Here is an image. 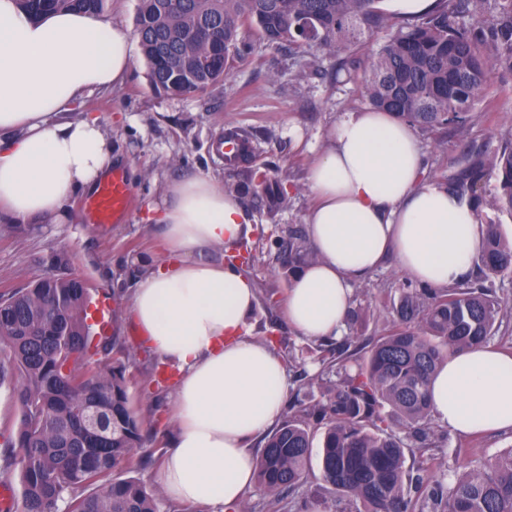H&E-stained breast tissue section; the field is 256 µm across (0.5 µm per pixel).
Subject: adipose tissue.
Returning a JSON list of instances; mask_svg holds the SVG:
<instances>
[{"label":"adipose tissue","instance_id":"1","mask_svg":"<svg viewBox=\"0 0 512 512\" xmlns=\"http://www.w3.org/2000/svg\"><path fill=\"white\" fill-rule=\"evenodd\" d=\"M134 64L132 32L106 17L63 11L30 18L0 0V222L66 218L116 159L94 117L64 113L118 87ZM305 216L316 258L288 288L286 318L302 336L341 333L354 281L387 255L410 278L445 288L464 278L481 245L475 211L425 179L411 127L379 111L351 112L311 164ZM149 222L162 225L130 313L152 355L172 367L175 436L161 470L171 499L209 508L240 503L254 486V438L281 420L285 365L249 333L255 290L238 266L210 260L250 218L237 194L190 176L172 185ZM434 419L457 434L512 430V354L482 345L449 354L430 383Z\"/></svg>","mask_w":512,"mask_h":512}]
</instances>
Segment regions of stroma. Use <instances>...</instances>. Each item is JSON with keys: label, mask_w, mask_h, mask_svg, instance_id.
<instances>
[{"label": "stroma", "mask_w": 512, "mask_h": 512, "mask_svg": "<svg viewBox=\"0 0 512 512\" xmlns=\"http://www.w3.org/2000/svg\"><path fill=\"white\" fill-rule=\"evenodd\" d=\"M387 39L386 31L365 36L353 46L347 70L337 71L336 60L318 48L296 50L287 46L267 47L255 29L244 28L239 41L249 53L234 62L224 81L207 93L170 96L155 91L147 78L142 54L115 90L84 96L68 112L69 118H97L112 142L118 165L130 173L131 198L127 211L115 222L93 224L85 211L84 197L73 200L67 219L17 220L0 223V292L25 288L52 273L60 277L80 276L91 285L97 306L106 310L107 332L135 354L129 371L130 395L147 423L146 439L154 451L153 462L141 478L160 488L159 470L173 434L171 394L173 377L145 349L139 330L130 321L131 288L143 272L135 257L155 251L161 227L148 224L149 206L161 201L169 183L186 176L213 178L217 184L235 180L233 169L216 151L224 134L237 130L247 134L254 165L267 167V180L256 186L255 200L247 202L251 218L247 233L235 248L214 250L210 258L228 261L232 251L251 250L254 261L247 274L256 292L274 291L277 304L257 301L252 334L273 338L274 347L286 361L289 398L319 400V393L305 382L319 370V341L299 335L288 323L282 299L291 274L273 242L288 226L304 227L312 195L306 171L330 137L335 122L350 112L369 109L361 77L375 50ZM478 118L466 139L477 146H499L512 134V75L496 80L490 101L476 102ZM429 179L445 182L448 164L459 154L450 137L416 131ZM286 189L288 201L276 212H268L261 197ZM60 264H52L53 256ZM409 278L394 259L355 283L353 302L366 312L355 328L359 339L380 335L385 326V307L397 301ZM306 357L305 366L294 364ZM512 446V431L478 436L446 433L433 455L446 471L458 465L457 451L483 462ZM317 493L314 512L330 507L333 512H355V505L337 501L321 487L318 464H311L308 483L285 493L278 512H304L307 490Z\"/></svg>", "instance_id": "35a3bbf8"}]
</instances>
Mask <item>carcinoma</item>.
Returning <instances> with one entry per match:
<instances>
[{"label":"carcinoma","instance_id":"obj_1","mask_svg":"<svg viewBox=\"0 0 512 512\" xmlns=\"http://www.w3.org/2000/svg\"><path fill=\"white\" fill-rule=\"evenodd\" d=\"M32 18L51 10L100 14L107 0H18ZM379 0H140L137 35L150 85L186 96L223 81L239 30L256 28L271 45L318 47L337 57L353 39L388 29L363 81L376 109L428 132L465 136L474 103L493 77L512 74V0H439L425 18L394 26ZM471 22H464V18ZM244 159L224 190L245 196L265 174ZM495 174L497 192L485 191ZM448 189L473 205L482 245L467 279L448 288H406L388 328L369 350L349 335L322 360L336 379L311 404L296 401L264 437L255 482L271 501L303 485L313 456L322 482L360 512H512V448L483 463L459 462L452 477L425 454L444 437L432 425L429 383L449 353L489 342L512 303L494 279L512 274V239L483 220L512 211V141L465 148L450 164ZM296 269L315 259L306 236L278 241ZM90 289L47 274L0 294V388L17 413L0 418V463L19 470L11 512H160L157 491L128 473L147 465L145 419L129 394L133 354L89 323ZM418 457L417 497L407 490L406 455Z\"/></svg>","mask_w":512,"mask_h":512}]
</instances>
